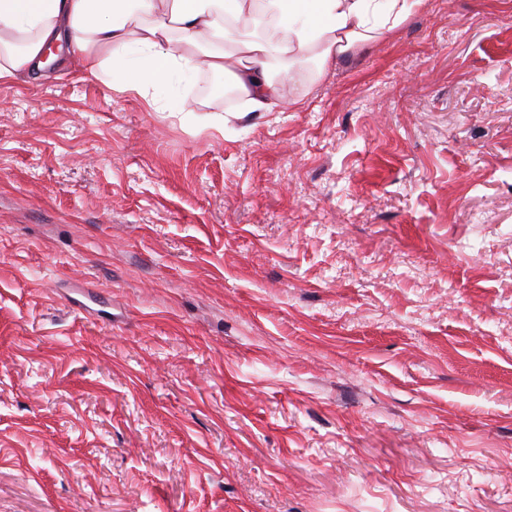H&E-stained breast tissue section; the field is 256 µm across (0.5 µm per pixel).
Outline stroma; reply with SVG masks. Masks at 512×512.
Instances as JSON below:
<instances>
[{"instance_id":"35a3bbf8","label":"stroma","mask_w":512,"mask_h":512,"mask_svg":"<svg viewBox=\"0 0 512 512\" xmlns=\"http://www.w3.org/2000/svg\"><path fill=\"white\" fill-rule=\"evenodd\" d=\"M204 80H0V512H512V0Z\"/></svg>"}]
</instances>
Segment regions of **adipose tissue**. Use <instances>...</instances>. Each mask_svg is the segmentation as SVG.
<instances>
[{
	"mask_svg": "<svg viewBox=\"0 0 512 512\" xmlns=\"http://www.w3.org/2000/svg\"><path fill=\"white\" fill-rule=\"evenodd\" d=\"M420 0H0V80L44 75V51L81 59L120 92L154 102L199 68L229 75L271 111L275 64H328L391 34ZM196 46L188 54L187 46Z\"/></svg>",
	"mask_w": 512,
	"mask_h": 512,
	"instance_id": "1",
	"label": "adipose tissue"
}]
</instances>
